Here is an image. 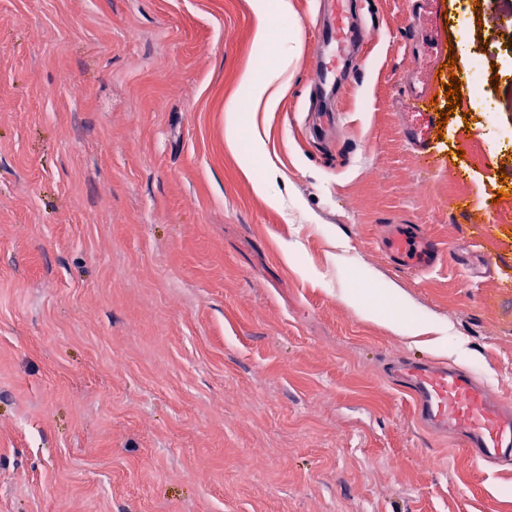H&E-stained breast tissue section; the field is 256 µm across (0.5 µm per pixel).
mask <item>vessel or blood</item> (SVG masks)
Here are the masks:
<instances>
[{
  "label": "vessel or blood",
  "instance_id": "1",
  "mask_svg": "<svg viewBox=\"0 0 512 512\" xmlns=\"http://www.w3.org/2000/svg\"><path fill=\"white\" fill-rule=\"evenodd\" d=\"M435 0H418L411 16L415 42L430 54L442 51L440 43L426 39L424 20ZM356 0H330V14L317 30L322 48L318 88L335 86L353 77L364 65L355 53L356 43L373 35L368 25L351 26ZM440 77L435 68L412 67L402 76L403 116L400 133L423 167L442 165L434 146L437 124L433 90ZM381 243L398 266L423 271L439 260V249L416 224L388 225ZM394 375L411 400L418 420L429 428L459 436L464 449L476 460L512 465V410L472 371L432 360L401 358Z\"/></svg>",
  "mask_w": 512,
  "mask_h": 512
}]
</instances>
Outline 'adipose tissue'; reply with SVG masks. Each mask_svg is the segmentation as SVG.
Returning <instances> with one entry per match:
<instances>
[{"label": "adipose tissue", "instance_id": "ef3b65f1", "mask_svg": "<svg viewBox=\"0 0 512 512\" xmlns=\"http://www.w3.org/2000/svg\"><path fill=\"white\" fill-rule=\"evenodd\" d=\"M259 22L253 33L254 46L271 52L273 62L264 69L245 68L240 79L241 88L247 89L246 100L232 99L228 112L226 141L230 148L239 146V112L248 108L252 112H271L279 105L288 89V72L297 59L296 52L290 51L283 41L274 39L271 29L265 22L268 15L287 20L291 17L288 0H254Z\"/></svg>", "mask_w": 512, "mask_h": 512}]
</instances>
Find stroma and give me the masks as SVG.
Returning <instances> with one entry per match:
<instances>
[{
    "instance_id": "35a3bbf8",
    "label": "stroma",
    "mask_w": 512,
    "mask_h": 512,
    "mask_svg": "<svg viewBox=\"0 0 512 512\" xmlns=\"http://www.w3.org/2000/svg\"><path fill=\"white\" fill-rule=\"evenodd\" d=\"M320 2L290 0L288 91L240 130L275 206L224 136L269 62L253 0H0V512H512V468L430 433L385 371L445 361L512 401V23L440 0L429 35L486 79L455 108L437 87L426 169L396 112L414 0H375L311 139ZM386 224L450 259L395 266ZM242 96L236 95L227 105L226 112H229L226 127V141L230 148L238 150L239 148V112L242 105L240 102Z\"/></svg>"
}]
</instances>
